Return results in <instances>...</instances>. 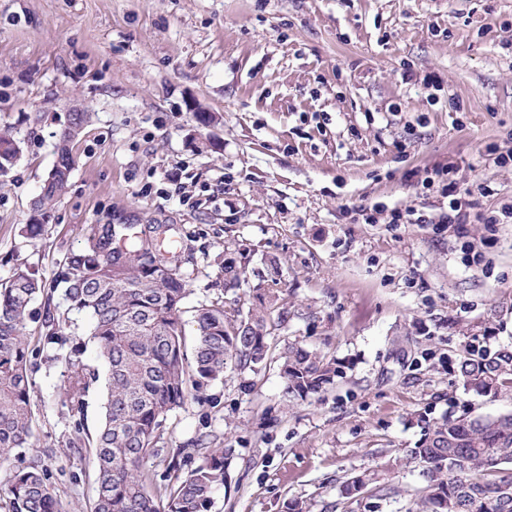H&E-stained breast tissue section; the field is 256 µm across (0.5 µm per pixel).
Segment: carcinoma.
Returning a JSON list of instances; mask_svg holds the SVG:
<instances>
[{"mask_svg":"<svg viewBox=\"0 0 512 512\" xmlns=\"http://www.w3.org/2000/svg\"><path fill=\"white\" fill-rule=\"evenodd\" d=\"M91 116L76 112L56 145L57 164L34 202L27 232L42 231L46 205L59 197L70 178L69 143ZM20 154L9 130L0 131V170ZM156 224H93L87 245L57 262L54 287L64 293L65 313L88 318L87 336L101 368L64 359L65 400L72 421L68 444L91 451L96 472L92 512H209L214 495L231 485V448H197L198 463L182 472L179 462L159 475L147 467L159 454L163 424L193 393L228 370L257 372L272 358L270 340L286 322L274 312V289L249 296L243 309L216 301L198 310L195 336L187 343L181 310L189 294L180 266L169 261L157 241ZM243 271L224 260V287L240 285ZM45 290L41 275L28 266L14 269L0 285V465H12L3 491L8 512H63L52 474L26 458L31 446L35 400L30 360L37 352L66 344L60 318L46 305L44 332L36 343L26 334L30 306ZM280 375L288 398L302 400L327 391L345 375V361L288 343L279 352ZM465 389L512 396V349L491 350L471 342L457 360ZM102 392V420L95 432L85 425V396ZM422 464L426 494L419 512H512V413L495 418H447L428 427L411 451ZM370 479H347L343 497L360 495Z\"/></svg>","mask_w":512,"mask_h":512,"instance_id":"1","label":"carcinoma"}]
</instances>
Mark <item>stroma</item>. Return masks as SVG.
I'll return each instance as SVG.
<instances>
[{"label": "stroma", "instance_id": "stroma-1", "mask_svg": "<svg viewBox=\"0 0 512 512\" xmlns=\"http://www.w3.org/2000/svg\"><path fill=\"white\" fill-rule=\"evenodd\" d=\"M75 105L92 114L75 167L28 237ZM4 127L21 152L0 176V281L19 264L51 278L88 225L170 224L186 335L201 306L267 288L275 259L276 347L349 361L303 400L273 361L169 414L156 472L201 439L234 451L210 512H415L410 451L428 425L512 413V398L466 390L455 365L472 335L512 347V168L494 162L512 153V0H0ZM448 166L474 201L463 224L439 223L447 198L421 190ZM406 206L429 223H391ZM228 259L245 269L241 288L224 287ZM66 374L37 357L33 443L64 512H91ZM365 472L394 493L342 497Z\"/></svg>", "mask_w": 512, "mask_h": 512}]
</instances>
